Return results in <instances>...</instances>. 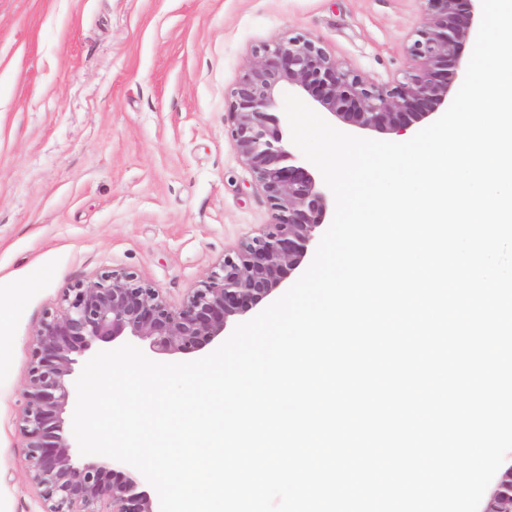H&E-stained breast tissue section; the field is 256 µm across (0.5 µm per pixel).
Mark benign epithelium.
<instances>
[{"label":"benign epithelium","mask_w":512,"mask_h":512,"mask_svg":"<svg viewBox=\"0 0 512 512\" xmlns=\"http://www.w3.org/2000/svg\"><path fill=\"white\" fill-rule=\"evenodd\" d=\"M424 23L407 47L416 63L393 85L346 69L311 37H281L227 96L233 145L273 211V222L224 261L178 307L127 270L106 271L63 295L37 330L19 416L28 474L45 512H154L134 471L108 458L77 462L67 435L76 366L94 347L126 337L156 355H189L224 338L230 318L270 297L313 248L329 196L314 170L287 148L277 94L292 86L351 131L403 133L454 99L445 75L465 77L460 44L480 25L481 0H423Z\"/></svg>","instance_id":"1"}]
</instances>
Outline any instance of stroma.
<instances>
[{
  "instance_id": "obj_1",
  "label": "stroma",
  "mask_w": 512,
  "mask_h": 512,
  "mask_svg": "<svg viewBox=\"0 0 512 512\" xmlns=\"http://www.w3.org/2000/svg\"><path fill=\"white\" fill-rule=\"evenodd\" d=\"M421 0H0V512H43L19 428L34 335L130 270L187 295L272 220L225 98L256 46L309 36L377 83Z\"/></svg>"
}]
</instances>
